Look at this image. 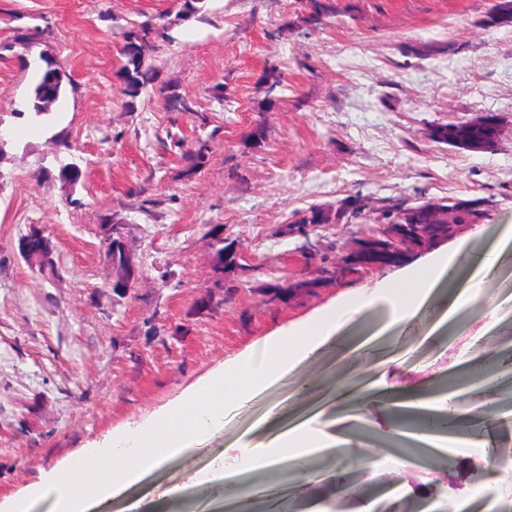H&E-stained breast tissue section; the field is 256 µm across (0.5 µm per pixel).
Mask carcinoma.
<instances>
[{
	"instance_id": "cac0c4a2",
	"label": "carcinoma",
	"mask_w": 512,
	"mask_h": 512,
	"mask_svg": "<svg viewBox=\"0 0 512 512\" xmlns=\"http://www.w3.org/2000/svg\"><path fill=\"white\" fill-rule=\"evenodd\" d=\"M309 9L307 20L313 25L321 24L324 17L336 13V7L327 0H302ZM488 27H512V0H496L484 19ZM45 29L35 24L21 28L16 40L25 47L40 43L44 39ZM165 37V33L156 30L149 21L133 26L124 32L122 48L123 62L120 75L123 81L121 94L126 98V105H135L141 93L152 87L168 101L179 103L185 112L192 111L191 106L180 101L178 95L172 92L171 87L157 85L158 73L148 64L150 52L156 50L157 37ZM45 69L42 71L31 94L27 98L24 108L12 112L16 117L30 114L31 118L40 122L45 116L51 114L53 106L59 101L65 84L71 82L69 74L52 58H44ZM496 121L493 115H480L469 121L460 123L441 124L434 127L429 137L437 142L447 143L472 152H482L492 147V143L483 138L482 123ZM211 154L207 141L198 140L189 148L184 157L188 163V171L194 172L204 166ZM442 218L437 219L431 212V203L408 206L405 203H396L388 206L375 207L366 203L358 196H348L336 203L335 211L326 210L320 206L308 209L307 215L300 218L292 230L307 238L310 235V224H354L357 220L374 216L377 224H399L401 228L390 237L383 234H372L370 239L377 248L364 250L354 254L341 267L336 261L330 266L318 268L315 275L304 280L292 282L286 286L274 285L267 289L269 301L285 303L289 298L298 294H312L316 288L326 281L340 275L355 273L359 270L374 266L392 265L398 260L396 242H418L423 236L446 237L462 224H478L484 214L471 200L454 199V203L443 202ZM224 226H214L209 232V246L213 253L220 256L224 262V269H233L237 266V255L224 244ZM56 248L53 241L46 246L45 273L42 279L52 282L63 277L64 269L55 258Z\"/></svg>"
}]
</instances>
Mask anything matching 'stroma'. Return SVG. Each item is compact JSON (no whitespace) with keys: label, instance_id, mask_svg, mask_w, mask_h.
<instances>
[{"label":"stroma","instance_id":"35a3bbf8","mask_svg":"<svg viewBox=\"0 0 512 512\" xmlns=\"http://www.w3.org/2000/svg\"><path fill=\"white\" fill-rule=\"evenodd\" d=\"M337 16L315 28L299 0H206L200 20H181L180 0H0V115L12 136L0 156V504L59 471L68 459L112 432L159 414L213 373L270 336L313 323L342 308L346 297L403 282L417 266L453 253L460 240L482 249L512 225V28L483 26L495 0H334ZM168 40L148 62L176 94L182 112L153 90L127 108L118 70L125 29L143 21ZM46 27L25 50L19 28ZM54 57L70 74L49 130L29 131L14 117L42 65ZM281 83L268 90V68ZM497 115L496 146L472 152L428 136L448 122ZM263 126L261 145L248 136ZM73 145L64 151L52 134ZM205 140L207 164L188 173L180 144ZM76 164L80 181L58 179L60 161ZM359 195L379 205L448 198L477 200L485 214L439 243L413 251L398 266L332 279L315 294L269 302L266 288L312 276L321 258L365 237L370 221L325 224L317 246L288 227L310 207L334 208ZM126 225L144 275L131 293L108 284L102 225ZM42 226L65 270L44 281L18 243ZM216 224L235 241L241 268L225 272L233 294L215 311L195 315L212 276L206 237ZM495 307L473 323H493L512 344V249L484 286ZM386 314L371 310L341 331L351 345L375 338L383 362L367 368L357 355L327 343L279 376L247 404L227 407L213 437L174 458L112 500L108 512L154 490L188 484L268 410L286 403L290 423L310 421L363 447L364 437L393 438V414L365 404L357 424L319 417L310 375L342 371L392 390L433 386L439 365L431 342L379 333ZM332 451L327 478L277 488L294 512L336 501ZM474 457L454 454L439 492L398 468L377 481L372 499L421 503L466 500L477 478Z\"/></svg>","mask_w":512,"mask_h":512}]
</instances>
